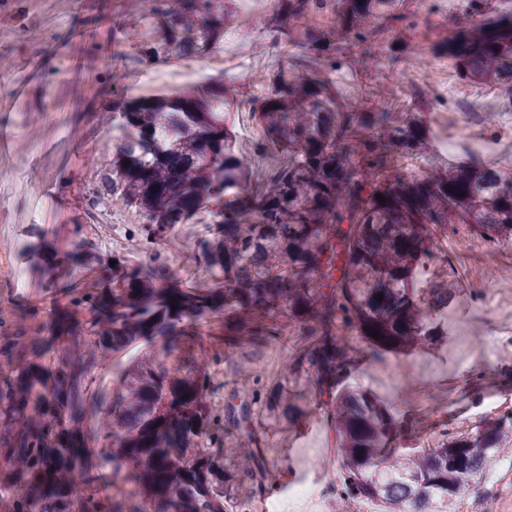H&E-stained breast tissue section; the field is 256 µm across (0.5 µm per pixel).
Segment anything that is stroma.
Instances as JSON below:
<instances>
[{
	"label": "stroma",
	"mask_w": 512,
	"mask_h": 512,
	"mask_svg": "<svg viewBox=\"0 0 512 512\" xmlns=\"http://www.w3.org/2000/svg\"><path fill=\"white\" fill-rule=\"evenodd\" d=\"M145 0H64L53 26H45L31 0H0V67L8 77L0 82V129L12 131L11 152L0 155V169L10 183L0 193V254H8L25 277L17 288L0 280V307L7 314L28 305L43 308L40 318L50 325L51 310L66 284L80 285L91 279L89 270L68 266L60 272L36 264L34 256L53 247L60 252L88 250L103 258L121 256L136 263L150 260L130 231L142 217L131 208L97 212L89 199L100 185L102 164L116 155L118 134L112 129L113 75H121L128 96H135L139 75L151 72L165 85L166 93L199 85L184 59L157 66L136 48L118 50L112 33L140 18ZM287 18L262 22L259 30L236 47L249 64L253 85L237 84L238 101L260 96L275 57L274 33H287ZM374 60L364 70L344 60L330 78L337 93L351 105L374 99L377 93L404 97L402 86L391 81L388 48L376 46ZM107 228L94 227V220ZM211 218L199 213L193 221L178 225L162 244L174 272L191 267L197 283L211 275L199 256L197 241ZM81 234H74L75 225ZM468 289L448 310V342L437 350L411 354H386L381 360H362L352 383L391 400L399 415L414 411L415 390L431 394L432 411L417 413L420 435L441 436L466 417L481 413L497 394H512V346L497 347L488 364L463 359L481 320ZM223 317L206 326L205 345L211 350H231L232 362L212 367L217 387L216 403H223L233 362H243L272 384L284 362L279 344H245L228 348L221 333ZM415 412V411H414ZM263 464L268 474V497L286 498V484L301 477H319L325 463H336L334 436L316 403L296 427L268 431L261 440Z\"/></svg>",
	"instance_id": "1"
}]
</instances>
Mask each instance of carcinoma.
I'll return each instance as SVG.
<instances>
[{"label":"carcinoma","mask_w":512,"mask_h":512,"mask_svg":"<svg viewBox=\"0 0 512 512\" xmlns=\"http://www.w3.org/2000/svg\"><path fill=\"white\" fill-rule=\"evenodd\" d=\"M232 2L149 0L121 40L163 62L203 61L238 18ZM276 8L291 19L330 10L338 24L297 25L299 59H276L252 101L267 133L253 162L273 149L288 156L258 190H245L249 167L225 122L234 97L224 82L134 99L113 75L112 128L124 140L90 206L136 209L144 222L133 234L145 248L208 210L213 223L198 247L214 282L186 285L159 252L146 266L115 257L109 277L68 289L51 340L34 329L37 306L17 322L0 320L6 512H226L237 485L266 488L258 430L305 413L309 386L335 433V497L373 500L379 512H439L512 438L510 412L432 448L392 446L414 435L410 421L350 385L360 361L349 345L357 337L380 360L448 342L457 282L443 271L425 283L423 268L437 259V239L459 225L512 246V175L469 160L409 176L397 159L429 158L420 108L431 94L410 82L412 108L360 111L336 93L327 71L344 45L369 56L412 26L396 0H277ZM430 51L450 58L462 82L497 81L512 99V12H496L492 0H468ZM221 312L230 343L295 329L298 343L268 395L240 368L238 387L217 407L211 368L224 353L203 348L187 369L144 353L116 365L113 390L89 404L92 372L112 354L133 344L165 350L171 336L200 343L201 325ZM45 345L54 349L48 366L38 361ZM118 479L137 489L129 508L105 494Z\"/></svg>","instance_id":"1"}]
</instances>
